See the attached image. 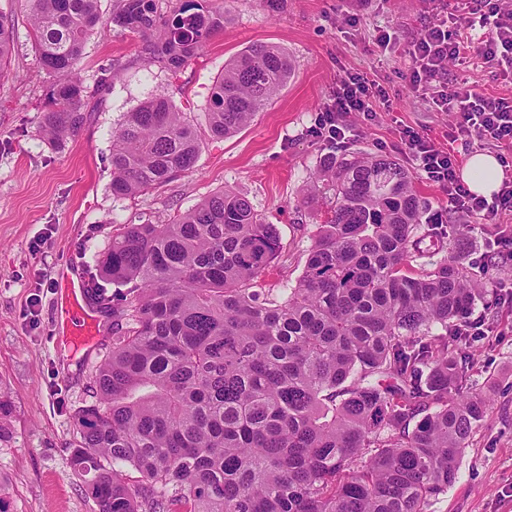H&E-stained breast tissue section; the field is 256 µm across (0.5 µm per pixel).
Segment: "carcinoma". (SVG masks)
<instances>
[{
	"instance_id": "cac0c4a2",
	"label": "carcinoma",
	"mask_w": 512,
	"mask_h": 512,
	"mask_svg": "<svg viewBox=\"0 0 512 512\" xmlns=\"http://www.w3.org/2000/svg\"><path fill=\"white\" fill-rule=\"evenodd\" d=\"M38 68L51 78L38 129L59 145L85 122L78 74L90 36L139 35L177 72L224 27V8L176 0H23ZM14 31L0 13V77ZM285 50L256 43L210 91L212 138L248 126L286 84ZM187 113L154 96L112 131V196L131 199L191 171ZM305 270L264 288L281 256L275 225L218 191L166 224L124 223L99 259L126 288L95 401L77 416L74 471L99 512H429L458 476L485 400L469 383L482 282L462 255L469 229L421 230L414 178L386 155L331 150ZM448 254L417 270L420 237ZM138 477L129 479L127 469Z\"/></svg>"
}]
</instances>
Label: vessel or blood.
Instances as JSON below:
<instances>
[{"mask_svg":"<svg viewBox=\"0 0 512 512\" xmlns=\"http://www.w3.org/2000/svg\"><path fill=\"white\" fill-rule=\"evenodd\" d=\"M54 331L73 350L94 346L100 331L97 310L90 303L84 282L73 281L67 272H60L57 284Z\"/></svg>","mask_w":512,"mask_h":512,"instance_id":"b4317fda","label":"vessel or blood"}]
</instances>
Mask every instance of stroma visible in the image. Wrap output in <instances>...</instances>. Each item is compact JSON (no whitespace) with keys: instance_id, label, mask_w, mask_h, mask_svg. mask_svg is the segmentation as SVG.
I'll return each instance as SVG.
<instances>
[{"instance_id":"35a3bbf8","label":"stroma","mask_w":512,"mask_h":512,"mask_svg":"<svg viewBox=\"0 0 512 512\" xmlns=\"http://www.w3.org/2000/svg\"><path fill=\"white\" fill-rule=\"evenodd\" d=\"M227 19L203 54L179 72L148 61L138 36L112 30L92 35L79 70L94 88L82 129L54 147L37 126L46 104L47 77L38 75L28 15L14 0L0 12L15 24L10 68L0 77V496L8 512H99L71 466L81 439L75 414L92 403L91 370L112 342V313L100 316L103 342L90 357L73 354L54 334L57 273L68 266L79 279L115 291L100 279L97 262L122 222L167 223L206 197L232 190L275 224L283 252L265 285L295 286L300 278L323 202L310 200L323 141L309 128L344 72L376 81L390 94L391 108L374 103L375 120L352 114L350 148L400 156L395 130L407 125L444 142L448 118L416 93L407 78L402 48L380 53L381 31L410 33L426 0H223ZM282 47L291 77L274 100L238 133L213 140L206 119L210 88L224 65L247 46ZM119 70L112 86L96 91L106 69ZM449 82L485 95H512V85L492 80L478 55L454 68ZM163 95L190 113L201 152L192 172L127 200L113 197L111 132L147 98ZM426 199L424 223L469 224L471 256L484 251L483 226L462 213L445 212L439 188L416 174ZM40 250H33L34 242ZM493 335L474 341L471 379L476 392H490L483 421L462 457L456 481L433 500L430 512H512V306L494 311Z\"/></svg>"}]
</instances>
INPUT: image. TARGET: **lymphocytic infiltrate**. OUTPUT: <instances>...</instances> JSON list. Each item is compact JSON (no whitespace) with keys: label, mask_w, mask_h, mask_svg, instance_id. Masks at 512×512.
<instances>
[{"label":"lymphocytic infiltrate","mask_w":512,"mask_h":512,"mask_svg":"<svg viewBox=\"0 0 512 512\" xmlns=\"http://www.w3.org/2000/svg\"><path fill=\"white\" fill-rule=\"evenodd\" d=\"M461 0H436L441 17L421 24L410 35L405 53L410 59L408 79L415 90L429 94L438 111L447 113L449 142H484L512 149V98L486 96L448 82V66L464 63L478 52L491 75L512 83V10L500 7L499 0H469L471 8L459 10ZM486 34L475 37V28ZM389 102L382 86L349 73L336 86L332 98L316 116L312 132L316 137L343 139L344 118L352 112L373 116L374 101ZM406 154L427 179L445 194L448 207L485 219L512 212V179H504L492 198L475 195L458 174V160L432 139L413 128L399 131Z\"/></svg>","instance_id":"f902f5d3"}]
</instances>
